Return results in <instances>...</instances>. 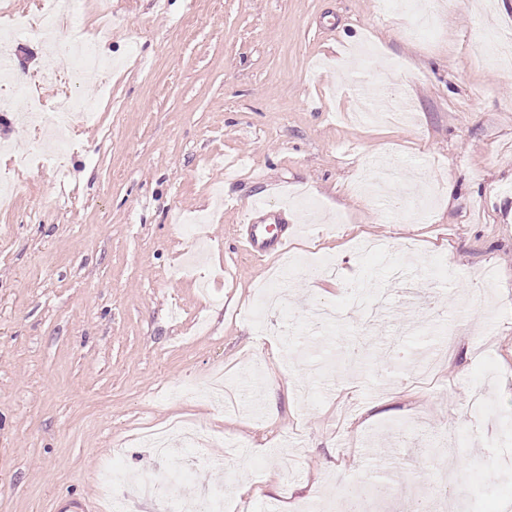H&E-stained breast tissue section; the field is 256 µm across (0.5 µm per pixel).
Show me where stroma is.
<instances>
[{"label": "stroma", "mask_w": 512, "mask_h": 512, "mask_svg": "<svg viewBox=\"0 0 512 512\" xmlns=\"http://www.w3.org/2000/svg\"><path fill=\"white\" fill-rule=\"evenodd\" d=\"M57 71L94 42L100 83L10 67L44 106L93 100L66 172L0 83V512L98 501L96 475L161 464L142 435L212 433L186 475L224 512H349L392 488L475 512L512 501V0H69ZM405 120L389 122L395 97ZM454 181L456 191L442 188ZM283 211L286 251H238ZM447 344H440L442 333ZM278 354H271V347ZM223 372L224 408L199 383ZM240 442L227 454L221 437ZM455 482L454 473L448 470V473L445 472L438 483L432 485L429 488L427 495L423 496L421 494H416L408 498L407 506H410L408 511L418 512H435L437 511L436 502L437 499L443 494V491L446 492L448 485Z\"/></svg>", "instance_id": "obj_1"}]
</instances>
